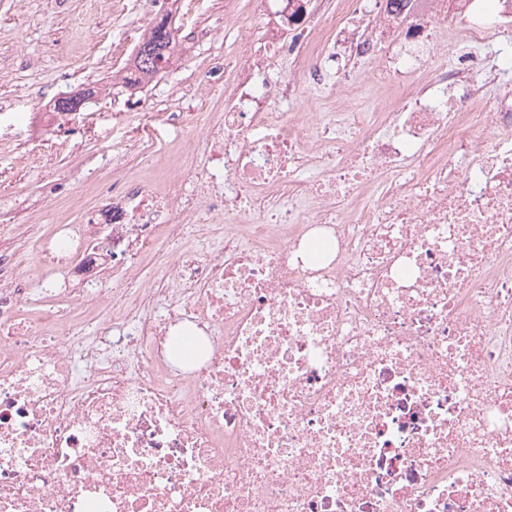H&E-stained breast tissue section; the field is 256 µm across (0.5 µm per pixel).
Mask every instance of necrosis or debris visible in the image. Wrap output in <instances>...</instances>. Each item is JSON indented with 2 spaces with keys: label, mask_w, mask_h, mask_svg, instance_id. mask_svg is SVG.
<instances>
[{
  "label": "necrosis or debris",
  "mask_w": 512,
  "mask_h": 512,
  "mask_svg": "<svg viewBox=\"0 0 512 512\" xmlns=\"http://www.w3.org/2000/svg\"><path fill=\"white\" fill-rule=\"evenodd\" d=\"M226 7L166 191L51 225L38 307L0 254V512H512V95L473 81L512 0ZM339 58L402 92L301 111ZM469 50L466 44L462 30L454 29L448 32V28H443L440 33L436 50V60L448 61V66L454 61L456 54H463Z\"/></svg>",
  "instance_id": "necrosis-or-debris-1"
}]
</instances>
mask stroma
Returning <instances> with one entry per match:
<instances>
[{
	"instance_id": "stroma-1",
	"label": "stroma",
	"mask_w": 512,
	"mask_h": 512,
	"mask_svg": "<svg viewBox=\"0 0 512 512\" xmlns=\"http://www.w3.org/2000/svg\"><path fill=\"white\" fill-rule=\"evenodd\" d=\"M176 19L183 38L172 66L147 85L119 81L149 22ZM210 38L185 40L191 28ZM239 29L224 0H0V253L17 256V277L39 288L34 244L46 225L81 224L98 195L131 180L160 188L166 166L209 113L224 107L223 82L235 71ZM92 91L78 112L59 117L56 100ZM197 115L172 126L166 108ZM139 144L126 147L129 125Z\"/></svg>"
}]
</instances>
